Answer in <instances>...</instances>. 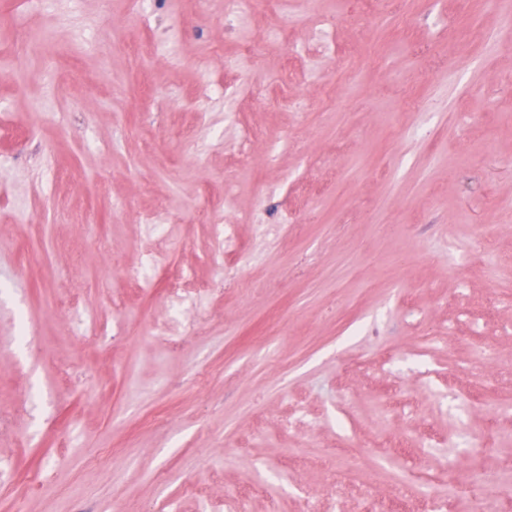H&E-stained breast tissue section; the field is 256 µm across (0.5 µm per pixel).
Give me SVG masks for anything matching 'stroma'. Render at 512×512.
<instances>
[{"instance_id":"1","label":"stroma","mask_w":512,"mask_h":512,"mask_svg":"<svg viewBox=\"0 0 512 512\" xmlns=\"http://www.w3.org/2000/svg\"><path fill=\"white\" fill-rule=\"evenodd\" d=\"M421 6L259 0L238 27L224 0H0V512H202L230 493L249 512H432L405 484L447 487L449 461L512 480V414L466 377L490 348L512 405V33L490 15L450 30L472 0L403 30ZM319 18L337 49L315 44ZM281 22L239 83L244 150L224 58ZM352 56L355 86L337 77ZM257 198L275 238L255 236ZM205 199L250 254L223 279ZM148 255L153 295L134 285ZM172 269L209 289L176 339L156 333ZM81 317L107 337L78 338ZM465 431L488 451L449 454Z\"/></svg>"}]
</instances>
